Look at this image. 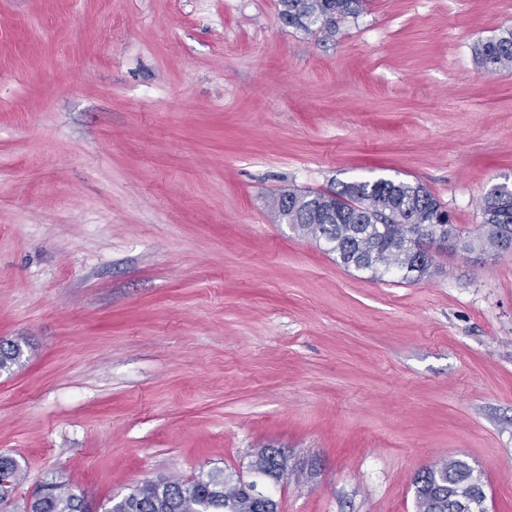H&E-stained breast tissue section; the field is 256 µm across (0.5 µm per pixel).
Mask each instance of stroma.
Listing matches in <instances>:
<instances>
[{
	"instance_id": "stroma-1",
	"label": "stroma",
	"mask_w": 512,
	"mask_h": 512,
	"mask_svg": "<svg viewBox=\"0 0 512 512\" xmlns=\"http://www.w3.org/2000/svg\"><path fill=\"white\" fill-rule=\"evenodd\" d=\"M512 0H367L336 37L279 0H0V453L12 512L285 449L279 512H415L450 457L512 512V253L409 283L339 264L273 193L401 179L465 234L512 186ZM474 52L479 63L489 72L512 67V29L479 41ZM25 478L20 463L7 454L0 455V506L7 509L13 503L15 490ZM3 511H6L4 510ZM83 490L51 478L41 491L29 499L22 512H90Z\"/></svg>"
}]
</instances>
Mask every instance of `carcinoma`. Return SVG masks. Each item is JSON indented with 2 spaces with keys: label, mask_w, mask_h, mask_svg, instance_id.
I'll return each instance as SVG.
<instances>
[{
  "label": "carcinoma",
  "mask_w": 512,
  "mask_h": 512,
  "mask_svg": "<svg viewBox=\"0 0 512 512\" xmlns=\"http://www.w3.org/2000/svg\"><path fill=\"white\" fill-rule=\"evenodd\" d=\"M363 0H280L281 15L295 22L313 16L319 33L333 37L349 17L357 16ZM475 55L484 69L494 72L512 67V29L479 41ZM274 218L299 234L328 245L340 263L366 270L377 279L387 275L419 281L430 274L433 247L452 246L464 252H500L502 226H512V189L492 186L483 196L481 232L473 239L452 223L441 202L420 183L379 178L342 183L320 190H284L270 202ZM421 215L429 225L414 224ZM24 355L16 342L0 343V372L18 364ZM290 470L288 457L268 456L264 471L275 481L267 485V497L250 496L249 488L224 492V471L212 470L188 480L161 478L134 487L109 504L104 512H278L275 494L283 474ZM25 478L20 463L0 455V506L10 507L15 490ZM416 512H460L467 500L480 505L484 499L481 473L467 462L450 458L426 468L414 480ZM22 512H91L83 490L50 479L29 499Z\"/></svg>",
  "instance_id": "cac0c4a2"
}]
</instances>
